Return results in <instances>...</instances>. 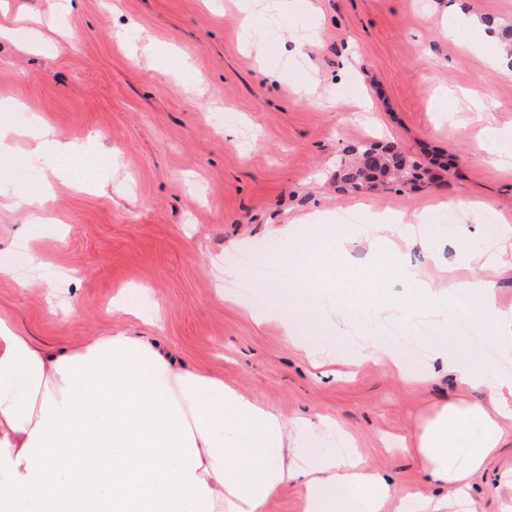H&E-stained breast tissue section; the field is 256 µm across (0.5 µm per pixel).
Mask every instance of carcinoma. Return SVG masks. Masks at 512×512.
Instances as JSON below:
<instances>
[{
	"instance_id": "cac0c4a2",
	"label": "carcinoma",
	"mask_w": 512,
	"mask_h": 512,
	"mask_svg": "<svg viewBox=\"0 0 512 512\" xmlns=\"http://www.w3.org/2000/svg\"><path fill=\"white\" fill-rule=\"evenodd\" d=\"M427 174L429 169L415 162H409L393 143L384 146L352 145L343 150L336 184L342 190H372L383 178L402 177L411 185L419 173Z\"/></svg>"
}]
</instances>
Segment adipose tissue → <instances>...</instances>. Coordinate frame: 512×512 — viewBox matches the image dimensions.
I'll list each match as a JSON object with an SVG mask.
<instances>
[{"mask_svg": "<svg viewBox=\"0 0 512 512\" xmlns=\"http://www.w3.org/2000/svg\"><path fill=\"white\" fill-rule=\"evenodd\" d=\"M35 141L33 156L55 179L57 159L83 152L41 120L24 128L0 125V155L18 135ZM420 213L394 212L372 232L392 234L388 247L408 298L390 300L373 320L401 315L448 324L447 295L420 267L406 263L418 244L438 257L446 225L418 232ZM289 239L288 269L308 284L321 256L349 252L340 227L277 228ZM455 290L479 296L495 326L502 360H512V307L494 305L492 283L471 277ZM432 363L489 402L450 400L412 435V446L445 496L396 488L390 476L356 454L319 448L305 437L326 434L320 416L290 418L245 388L202 369L178 365L161 339L116 329L75 348L48 353L0 318V512H267L296 485L300 512H464L469 480L500 449L512 446V376L474 369L460 351L435 352Z\"/></svg>", "mask_w": 512, "mask_h": 512, "instance_id": "adipose-tissue-1", "label": "adipose tissue"}]
</instances>
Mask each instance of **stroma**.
I'll list each match as a JSON object with an SVG mask.
<instances>
[{"instance_id":"stroma-1","label":"stroma","mask_w":512,"mask_h":512,"mask_svg":"<svg viewBox=\"0 0 512 512\" xmlns=\"http://www.w3.org/2000/svg\"><path fill=\"white\" fill-rule=\"evenodd\" d=\"M286 18L267 14L261 48L241 33L244 0H76L70 14L48 0H0L16 18L0 39V122L45 116L61 138H98L90 163L66 170L96 178L98 193L54 187L53 223L30 224L0 210V316L38 346L57 351L122 327L162 337L185 364L246 387L284 415L330 417L366 460L398 484L425 488L426 476L403 440L439 402L463 396L448 376L400 381L382 365L342 364L321 376L272 323L249 307L267 293L255 265L286 260L275 224L305 216L336 223L356 211L351 256L321 261L323 305L309 311L315 336L332 312L380 301L396 270L364 225L395 211L425 212L493 201L512 216V75L498 71L501 44L453 31L455 16L512 22V0H293ZM185 60L172 73L156 50ZM492 105L488 124L467 118ZM224 126L212 124L214 106ZM396 142L433 169L415 186L337 189L336 163L349 144ZM30 141L0 158V194L39 191ZM120 167H112L109 154ZM494 213H469L449 274L485 275L495 298L512 305V270H465L461 256L484 244ZM357 278L359 294L332 293ZM140 290L154 307L114 312L112 299ZM512 470V447L489 459L473 483V512H500L498 489Z\"/></svg>"}]
</instances>
